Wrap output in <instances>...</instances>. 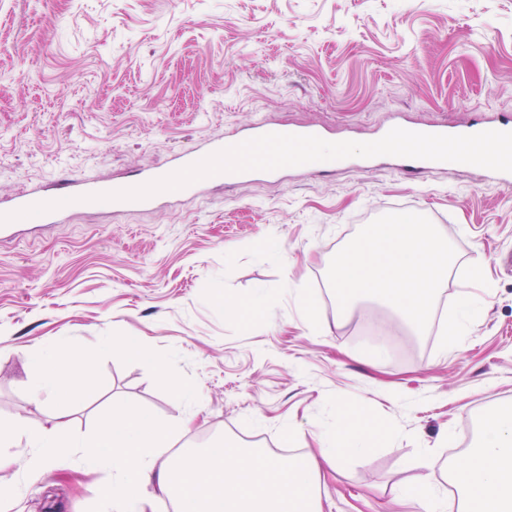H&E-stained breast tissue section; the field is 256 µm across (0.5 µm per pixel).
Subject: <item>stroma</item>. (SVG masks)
Returning a JSON list of instances; mask_svg holds the SVG:
<instances>
[{"instance_id": "stroma-1", "label": "stroma", "mask_w": 512, "mask_h": 512, "mask_svg": "<svg viewBox=\"0 0 512 512\" xmlns=\"http://www.w3.org/2000/svg\"><path fill=\"white\" fill-rule=\"evenodd\" d=\"M0 206L61 179L122 181L256 119L316 124L366 142L395 121L454 125L512 112V0H0ZM428 217L456 251L439 301L456 313L478 267L491 290L464 339L411 336L402 357L366 342L362 308L336 318L332 257L375 218ZM512 186L465 166L413 180L389 163L216 183L145 213L78 212L0 242V423L46 427L28 373L57 336L147 345L91 361L100 400L74 406L70 436L111 421L117 398L218 438L316 453L313 435L357 414L371 442L323 475L321 512H402L424 449L448 460L484 417L512 408ZM273 305H253L256 293ZM236 304L225 312L224 300ZM311 317H304L303 307ZM189 387L188 408L171 389ZM0 512H98L112 481L61 463L25 473Z\"/></svg>"}]
</instances>
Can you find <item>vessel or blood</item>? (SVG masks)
Returning <instances> with one entry per match:
<instances>
[{
  "instance_id": "vessel-or-blood-1",
  "label": "vessel or blood",
  "mask_w": 512,
  "mask_h": 512,
  "mask_svg": "<svg viewBox=\"0 0 512 512\" xmlns=\"http://www.w3.org/2000/svg\"><path fill=\"white\" fill-rule=\"evenodd\" d=\"M488 130L512 132V113H497L494 119H486L483 113H474L466 122L455 127L445 125H426L422 131L426 134L455 135L476 134ZM284 126L272 124L264 120H256L248 124L244 129L234 135L221 140L207 142L195 150L181 152L169 162L166 167L158 168L149 172H140L130 179L102 183L92 179H81L78 181H67L62 183L55 192V199L61 200L60 208L37 215L39 223L58 221L68 214L78 210L101 211L111 213H123L140 210L157 205L160 201L167 199V192H160L150 197L138 200H103L102 195L127 188L143 185L150 181L165 177L179 169L189 166L206 156L213 154L223 148L239 144L246 140L265 135L284 133ZM400 172L411 179H420L430 176L435 171L444 169L445 164L441 161L400 157L396 160Z\"/></svg>"
}]
</instances>
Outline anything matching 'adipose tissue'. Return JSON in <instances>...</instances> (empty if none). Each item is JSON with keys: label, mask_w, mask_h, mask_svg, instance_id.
Instances as JSON below:
<instances>
[{"label": "adipose tissue", "mask_w": 512, "mask_h": 512, "mask_svg": "<svg viewBox=\"0 0 512 512\" xmlns=\"http://www.w3.org/2000/svg\"><path fill=\"white\" fill-rule=\"evenodd\" d=\"M94 352L73 347L56 337L41 352L30 374L35 399L66 397L56 408L48 428L29 434L24 423L0 425V447H30L29 474L43 476L75 458L89 470L110 471L112 490L99 512H151L154 500L177 501L180 512H319L323 467L337 465L340 447L364 452L369 438L353 416L334 430L316 434L315 456H273L234 440L218 439L200 448L179 444L182 425L170 424L121 401L112 403L111 423L80 440L65 437L71 406L90 394L84 380ZM178 454H171V447ZM418 485L403 490V500L420 512H512V409L488 417L476 447L442 462L429 453ZM456 491H440V477Z\"/></svg>", "instance_id": "obj_1"}]
</instances>
